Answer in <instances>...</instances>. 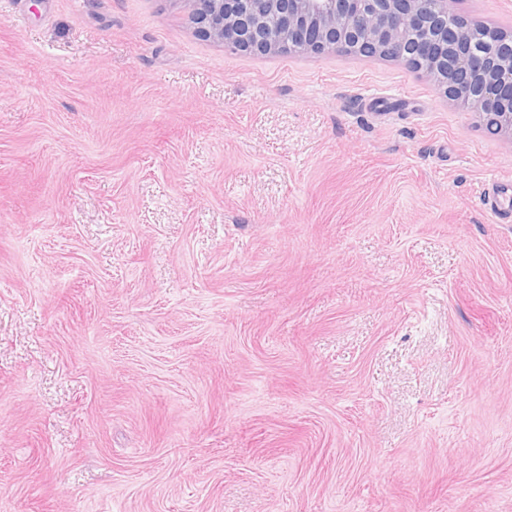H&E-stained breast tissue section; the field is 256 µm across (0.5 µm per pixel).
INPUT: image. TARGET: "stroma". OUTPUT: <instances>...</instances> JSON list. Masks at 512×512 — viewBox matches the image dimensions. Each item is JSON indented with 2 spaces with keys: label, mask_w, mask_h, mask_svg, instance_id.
Here are the masks:
<instances>
[{
  "label": "stroma",
  "mask_w": 512,
  "mask_h": 512,
  "mask_svg": "<svg viewBox=\"0 0 512 512\" xmlns=\"http://www.w3.org/2000/svg\"><path fill=\"white\" fill-rule=\"evenodd\" d=\"M497 179L405 64L0 0V512H512Z\"/></svg>",
  "instance_id": "35a3bbf8"
}]
</instances>
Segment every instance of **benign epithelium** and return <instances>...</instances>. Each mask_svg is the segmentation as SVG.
Segmentation results:
<instances>
[{
    "mask_svg": "<svg viewBox=\"0 0 512 512\" xmlns=\"http://www.w3.org/2000/svg\"><path fill=\"white\" fill-rule=\"evenodd\" d=\"M195 32L224 48L261 55L347 54L420 64L439 91L489 133L512 141V29L473 24L448 0H187Z\"/></svg>",
    "mask_w": 512,
    "mask_h": 512,
    "instance_id": "benign-epithelium-1",
    "label": "benign epithelium"
}]
</instances>
